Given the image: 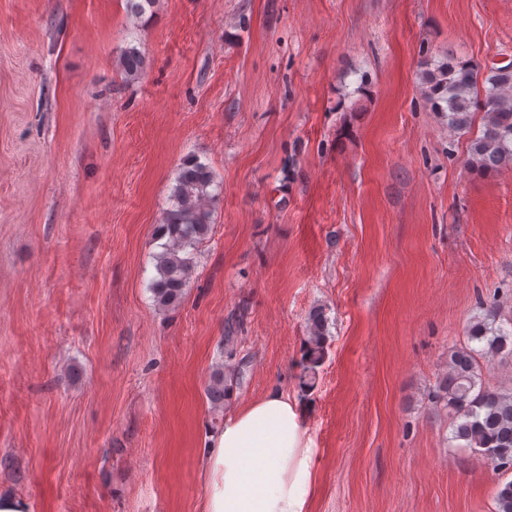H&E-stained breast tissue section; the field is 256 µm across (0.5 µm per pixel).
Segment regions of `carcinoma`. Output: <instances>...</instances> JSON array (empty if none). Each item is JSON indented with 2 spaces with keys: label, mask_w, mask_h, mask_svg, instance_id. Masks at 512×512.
Masks as SVG:
<instances>
[{
  "label": "carcinoma",
  "mask_w": 512,
  "mask_h": 512,
  "mask_svg": "<svg viewBox=\"0 0 512 512\" xmlns=\"http://www.w3.org/2000/svg\"><path fill=\"white\" fill-rule=\"evenodd\" d=\"M144 56L136 47L127 48L120 58L123 74L138 78ZM479 70L470 63L450 61L435 70H424V95L432 106L447 114L448 126L459 131L470 128L474 111L486 114L481 135L471 140L468 161L481 171L512 165V64L490 68L478 81ZM215 175L194 156L183 159L172 186L170 208L164 213L158 236L164 239L156 255L157 276L150 292L156 306L178 305L196 267L198 247L209 235L212 224L210 188ZM328 320L321 309L310 314L304 344L300 385L314 387L317 367L327 345ZM512 358V329L486 317L474 321L467 344L448 349V370L438 379L433 399L443 404L454 418L451 440L468 448L499 469L512 468V390H491L483 386L480 357ZM231 386L224 374L214 375L207 395L215 407L224 406ZM497 512H512V480L498 486Z\"/></svg>",
  "instance_id": "carcinoma-1"
}]
</instances>
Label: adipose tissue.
I'll list each match as a JSON object with an SVG mask.
<instances>
[{
	"label": "adipose tissue",
	"mask_w": 512,
	"mask_h": 512,
	"mask_svg": "<svg viewBox=\"0 0 512 512\" xmlns=\"http://www.w3.org/2000/svg\"><path fill=\"white\" fill-rule=\"evenodd\" d=\"M303 404L273 390L237 408L206 456L205 512H308L315 491Z\"/></svg>",
	"instance_id": "adipose-tissue-1"
}]
</instances>
